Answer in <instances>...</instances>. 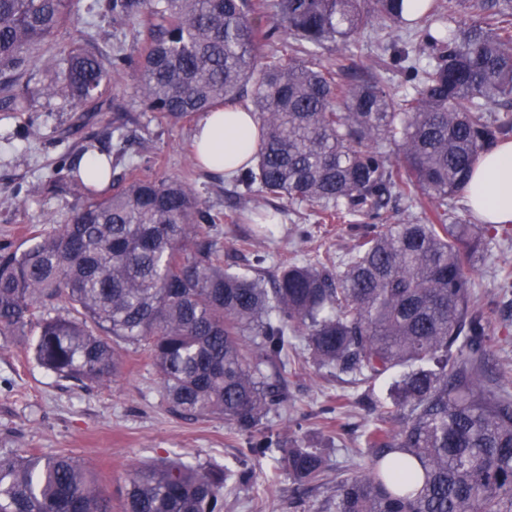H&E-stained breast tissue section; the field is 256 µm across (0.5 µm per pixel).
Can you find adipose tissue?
<instances>
[{
	"label": "adipose tissue",
	"instance_id": "1",
	"mask_svg": "<svg viewBox=\"0 0 512 512\" xmlns=\"http://www.w3.org/2000/svg\"><path fill=\"white\" fill-rule=\"evenodd\" d=\"M257 137L258 126L244 107H223L198 123L196 156L205 168L230 179L253 155ZM465 200L480 223L512 222V141L482 154L465 189Z\"/></svg>",
	"mask_w": 512,
	"mask_h": 512
}]
</instances>
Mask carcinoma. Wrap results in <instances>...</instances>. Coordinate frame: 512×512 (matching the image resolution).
<instances>
[{
  "instance_id": "1",
  "label": "carcinoma",
  "mask_w": 512,
  "mask_h": 512,
  "mask_svg": "<svg viewBox=\"0 0 512 512\" xmlns=\"http://www.w3.org/2000/svg\"><path fill=\"white\" fill-rule=\"evenodd\" d=\"M75 0H0V107L27 112L23 75L34 50L73 20ZM119 25L148 21L147 42L108 57L55 45L63 64L49 95L87 111L112 73L133 68L130 97L176 124L238 103L261 131L240 168L242 196L285 199L317 224L356 232L345 257L284 260L267 279L255 250L273 216L249 205L222 218L255 228L254 257L233 269L211 232L222 219L186 181L129 177L76 204L68 224L30 245L0 246V336L37 328L35 362L82 387L104 386L123 353L143 349L168 410L220 417L249 439L243 461L272 463L308 490L334 483L319 512H512V382L490 369L493 310L478 303L475 263L512 237L506 224L448 220L479 156L512 137V0H108ZM276 19L298 47L262 57ZM403 25L420 45L393 40ZM385 34L383 57L353 78L325 56ZM417 51L428 52L420 64ZM414 93L395 101L384 74ZM396 152H391L390 147ZM416 212L392 224L390 203ZM357 391L366 427L359 470L327 473L324 456L275 435L288 411L296 342ZM390 378L387 396L371 384ZM239 475L181 460L131 467L123 512H224ZM0 512H112L98 479L67 453L0 455Z\"/></svg>"
}]
</instances>
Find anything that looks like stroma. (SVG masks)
<instances>
[{"instance_id": "obj_1", "label": "stroma", "mask_w": 512, "mask_h": 512, "mask_svg": "<svg viewBox=\"0 0 512 512\" xmlns=\"http://www.w3.org/2000/svg\"><path fill=\"white\" fill-rule=\"evenodd\" d=\"M78 20L86 24V46L109 53L119 45L140 44L144 29L113 22L107 0H79ZM332 56L354 72L373 68L382 55L375 34L365 33L358 45L331 47ZM56 77L45 63L31 65L26 78L36 96L30 111H0V244L26 246L31 231L69 222L74 204L84 189L73 173L82 165V149L115 156L116 143L104 129L112 122L113 107L127 112L126 152L136 162L149 166L156 176L177 177L192 184L212 213L231 214L242 204L234 182L200 168L190 150L195 124L184 121L160 125L130 99L124 74L113 75L102 90L95 112L74 111L61 96L42 94ZM352 244L345 224H315L306 210L285 207L271 242L259 243L269 253V269L280 259H308L315 254L338 256ZM512 266V238L493 245L491 257L478 263L474 278L483 305L496 318L512 326V304L498 294L497 271ZM28 336H0V455L27 448L44 456L69 452L97 475L103 491L111 497L114 512L122 506L121 490L129 465L159 458L215 467L234 464L241 437L229 431L223 419H184L171 414L164 401L157 374L143 352L130 350L123 356L119 374L104 387L83 388L58 379L34 362ZM295 373L288 379L290 410L273 418L275 431L288 433L300 426L303 434L325 454L329 471L348 473L362 458L360 410L352 389L335 377L317 371L308 354H297ZM343 397L344 431L325 424L320 413L329 400ZM248 486L224 496V512H316L329 495L323 486L308 493L296 491L287 472L270 478L268 465L254 466Z\"/></svg>"}]
</instances>
